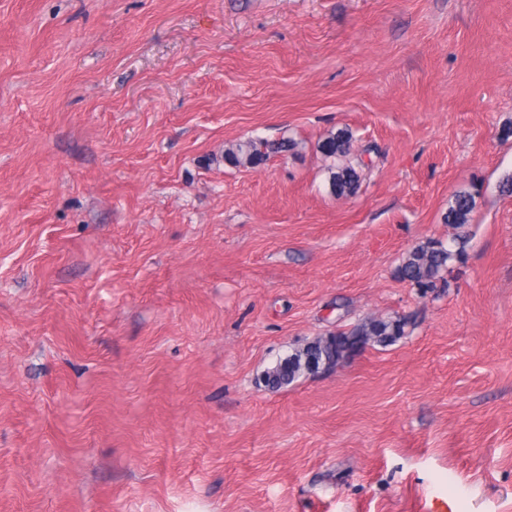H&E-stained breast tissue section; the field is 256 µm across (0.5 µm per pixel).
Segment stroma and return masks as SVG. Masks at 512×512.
Returning a JSON list of instances; mask_svg holds the SVG:
<instances>
[{"mask_svg": "<svg viewBox=\"0 0 512 512\" xmlns=\"http://www.w3.org/2000/svg\"><path fill=\"white\" fill-rule=\"evenodd\" d=\"M507 122L512 0H0V512H512ZM352 147V133L346 129H340L329 134L319 145L322 154L327 158L340 160L347 156ZM298 142L286 137L276 141L248 139L240 141L224 151L225 163L233 167H256L262 164L270 154H295ZM329 186L331 193L337 197L354 194L361 181V172L349 165L329 167ZM476 205L475 195L469 192L455 194L453 201L448 206V213L444 219L445 224L461 227L468 224L469 216ZM461 253V250L453 253L441 241L430 240L409 253L399 268V274L402 279L427 293L437 288V282L443 280L442 273L448 268V263ZM406 322L402 319L384 320L371 318L355 325L349 331H338L328 337H317L306 344V347L297 349L291 354L280 358L266 372L275 382L272 389L288 387L297 378L308 373L307 356L311 351L317 350L319 359L331 360L344 350H351L356 346L359 336H370L373 344L390 345L405 334Z\"/></svg>", "mask_w": 512, "mask_h": 512, "instance_id": "stroma-1", "label": "stroma"}]
</instances>
